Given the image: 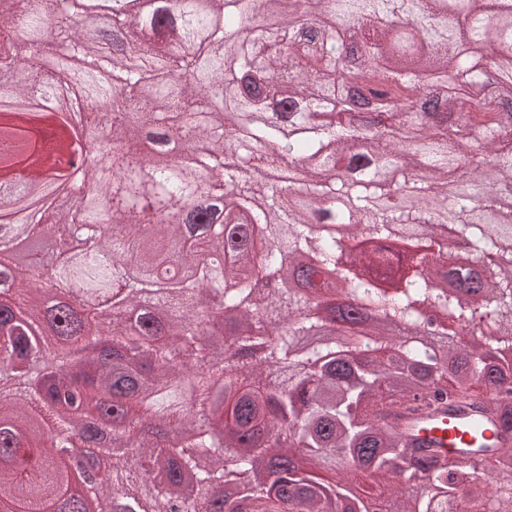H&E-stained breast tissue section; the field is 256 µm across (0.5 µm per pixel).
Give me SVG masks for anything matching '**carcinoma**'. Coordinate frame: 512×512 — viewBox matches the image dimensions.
Returning <instances> with one entry per match:
<instances>
[{
  "label": "carcinoma",
  "mask_w": 512,
  "mask_h": 512,
  "mask_svg": "<svg viewBox=\"0 0 512 512\" xmlns=\"http://www.w3.org/2000/svg\"><path fill=\"white\" fill-rule=\"evenodd\" d=\"M141 0L102 21L77 0H18L0 17V164L24 156L31 91L63 79L112 103L98 146L111 174L90 170L104 206L75 203L41 224L0 223V349L22 373L42 347L34 329L71 348L95 336L110 348L74 371L59 363L43 386L0 389V501L10 512H146L136 473L116 490L73 494L65 454L85 423L89 463L101 464L112 422L165 487L148 503L169 512H379L353 486L382 480L388 512H512V221L491 220L512 199V0ZM395 17L414 25L399 29ZM361 35L359 55L346 51ZM112 83L97 81L102 66ZM490 67L479 83L466 69ZM456 88L428 122L417 98ZM372 111L356 119L353 99ZM178 135L199 151L197 174L164 158ZM244 166L221 170L224 152ZM300 180L272 181L285 158ZM340 196L357 209L336 207ZM441 200L444 212L428 207ZM345 225L336 236V225ZM453 225L468 240L460 266L440 239ZM109 233L97 237L96 227ZM82 230L90 253L48 288L16 260V239ZM370 244L341 265L345 240ZM288 259L301 290L270 287ZM174 267L177 282L157 271ZM99 296L74 310L68 289ZM149 288L152 302L142 303ZM222 293L235 335L208 348V368L172 364L202 346L196 298ZM125 302L107 316L108 303ZM496 339L443 329L419 343L425 310ZM237 359L235 393H214L224 354ZM483 397L480 420L496 437L455 454L417 456L401 421L434 403Z\"/></svg>",
  "instance_id": "obj_1"
}]
</instances>
